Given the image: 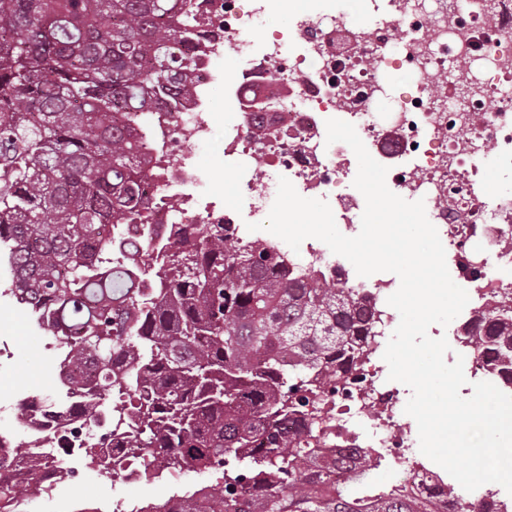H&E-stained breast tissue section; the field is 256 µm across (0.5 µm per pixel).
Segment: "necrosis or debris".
Returning <instances> with one entry per match:
<instances>
[{
    "mask_svg": "<svg viewBox=\"0 0 512 512\" xmlns=\"http://www.w3.org/2000/svg\"><path fill=\"white\" fill-rule=\"evenodd\" d=\"M282 2L193 0L214 33L194 98L177 112L161 101L150 121L156 157L169 172L162 184L169 205L155 217L158 234L173 224H228L239 240L282 246L259 224L283 176L300 195L335 194L336 225L352 235L359 204L339 192L351 177V149L326 141L327 120L339 117L387 166L392 192L424 200L457 279L473 289L474 309L512 295V279L490 273L493 265L512 264L500 247L501 236L512 234V198L490 199L479 168L488 158L512 173V0H358L356 13L311 8L291 17L289 34L259 37ZM363 17L372 25L365 40L355 34ZM228 59L239 64L229 83ZM395 73L411 78L396 95L389 83ZM223 82L233 102L224 115V156L237 185L230 205L212 192L198 161L199 148L213 138V90ZM263 98L271 107H256ZM259 160L266 166L260 181L253 172ZM390 290L387 282L374 287L383 302L376 353L318 420L327 432L318 452L347 455L370 433L376 452L403 467L408 491L444 499L448 485L426 481L401 419L399 391L385 379L379 351L396 320L385 303ZM51 386L57 396L16 399L34 420L27 445L37 456L85 454L87 433L72 413L81 397L61 372Z\"/></svg>",
    "mask_w": 512,
    "mask_h": 512,
    "instance_id": "obj_1",
    "label": "necrosis or debris"
}]
</instances>
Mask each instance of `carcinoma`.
I'll use <instances>...</instances> for the list:
<instances>
[{"mask_svg": "<svg viewBox=\"0 0 512 512\" xmlns=\"http://www.w3.org/2000/svg\"><path fill=\"white\" fill-rule=\"evenodd\" d=\"M192 0H0V266L16 304L68 359L63 374L94 422L104 398L118 430L100 469L165 452L176 469L216 477L188 512H441L388 485L370 448L312 459L313 432L284 424L372 353L376 306L321 271L291 269L270 244L228 224H186L165 242L144 225L151 176L144 127L157 100L196 92ZM489 378L512 386V298L460 332ZM11 456L27 481L0 480V512H20L61 460ZM250 498L240 497L243 488Z\"/></svg>", "mask_w": 512, "mask_h": 512, "instance_id": "cac0c4a2", "label": "carcinoma"}]
</instances>
